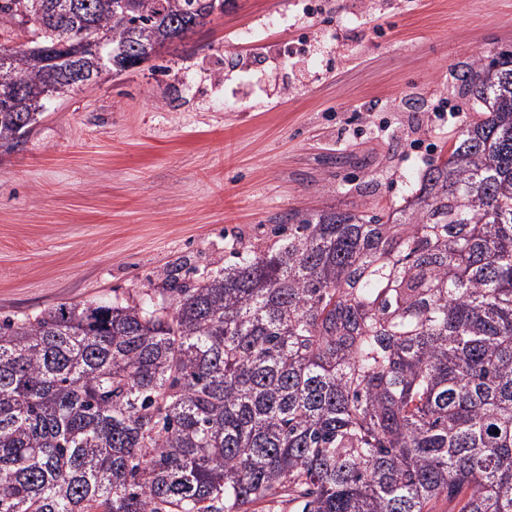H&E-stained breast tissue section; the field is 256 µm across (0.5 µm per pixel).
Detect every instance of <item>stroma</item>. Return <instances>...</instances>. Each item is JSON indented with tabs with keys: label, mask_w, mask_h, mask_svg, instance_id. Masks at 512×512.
Returning a JSON list of instances; mask_svg holds the SVG:
<instances>
[{
	"label": "stroma",
	"mask_w": 512,
	"mask_h": 512,
	"mask_svg": "<svg viewBox=\"0 0 512 512\" xmlns=\"http://www.w3.org/2000/svg\"><path fill=\"white\" fill-rule=\"evenodd\" d=\"M501 51L512 0H235L0 154V320L216 271L293 211L404 207L483 109L454 71Z\"/></svg>",
	"instance_id": "1"
}]
</instances>
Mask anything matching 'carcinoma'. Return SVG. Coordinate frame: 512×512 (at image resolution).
Returning <instances> with one entry per match:
<instances>
[{
    "label": "carcinoma",
    "instance_id": "1",
    "mask_svg": "<svg viewBox=\"0 0 512 512\" xmlns=\"http://www.w3.org/2000/svg\"><path fill=\"white\" fill-rule=\"evenodd\" d=\"M0 0V149L75 88L233 0ZM482 116L428 163L407 217L288 215V237L130 303L0 322V512H512V53L456 73ZM499 433H494V430Z\"/></svg>",
    "mask_w": 512,
    "mask_h": 512
}]
</instances>
